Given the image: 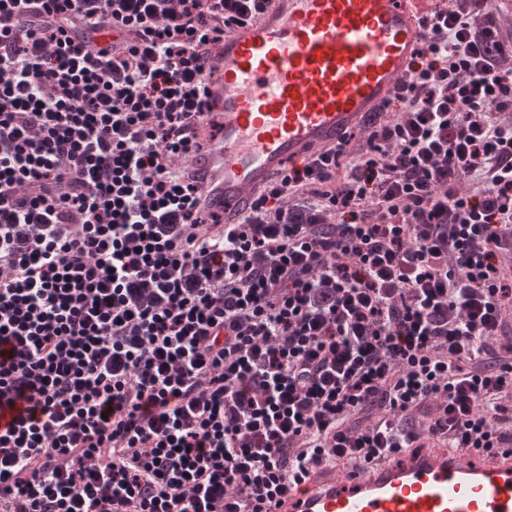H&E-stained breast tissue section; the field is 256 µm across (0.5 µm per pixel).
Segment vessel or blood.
<instances>
[{"label":"vessel or blood","instance_id":"obj_1","mask_svg":"<svg viewBox=\"0 0 512 512\" xmlns=\"http://www.w3.org/2000/svg\"><path fill=\"white\" fill-rule=\"evenodd\" d=\"M427 0H271L205 56L190 167L208 235L291 163L343 144L393 94ZM272 512H512V452L406 448L361 469L320 466Z\"/></svg>","mask_w":512,"mask_h":512}]
</instances>
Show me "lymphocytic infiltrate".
Returning <instances> with one entry per match:
<instances>
[{"label": "lymphocytic infiltrate", "instance_id": "f902f5d3", "mask_svg": "<svg viewBox=\"0 0 512 512\" xmlns=\"http://www.w3.org/2000/svg\"><path fill=\"white\" fill-rule=\"evenodd\" d=\"M0 0L11 512H265L310 468L512 449V50L438 0L396 92L207 238L203 47L268 0Z\"/></svg>", "mask_w": 512, "mask_h": 512}]
</instances>
